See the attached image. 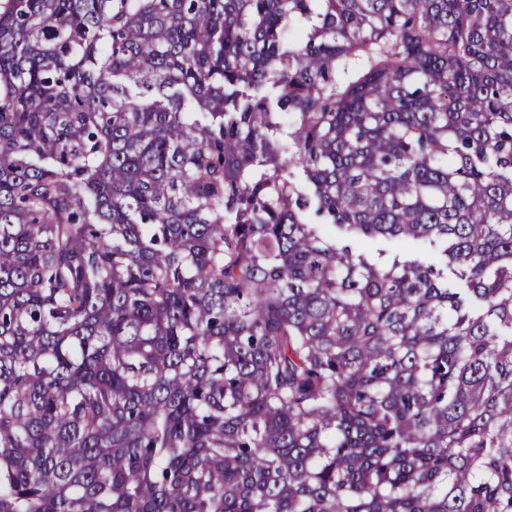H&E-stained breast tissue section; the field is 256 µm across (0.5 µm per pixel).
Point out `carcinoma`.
Wrapping results in <instances>:
<instances>
[{"mask_svg": "<svg viewBox=\"0 0 512 512\" xmlns=\"http://www.w3.org/2000/svg\"><path fill=\"white\" fill-rule=\"evenodd\" d=\"M0 512H512V0H8ZM361 247L373 259L390 260L397 253L407 252L423 262L439 261V252L435 248L424 244L403 245L398 241L377 239L369 241ZM380 250L384 251L382 257L378 256Z\"/></svg>", "mask_w": 512, "mask_h": 512, "instance_id": "carcinoma-1", "label": "carcinoma"}]
</instances>
